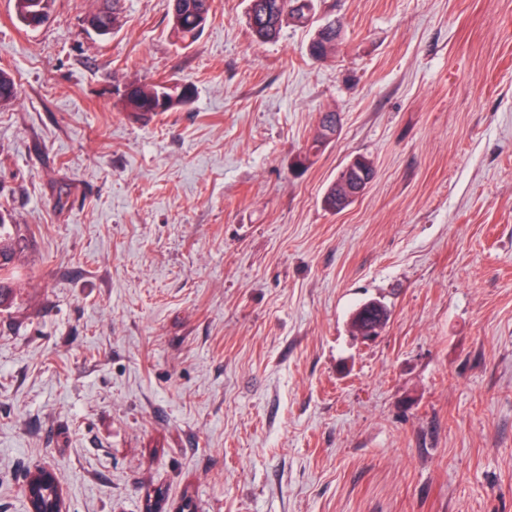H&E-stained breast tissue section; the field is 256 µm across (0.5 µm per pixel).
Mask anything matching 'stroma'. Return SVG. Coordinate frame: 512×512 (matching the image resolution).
Masks as SVG:
<instances>
[{
    "label": "stroma",
    "mask_w": 512,
    "mask_h": 512,
    "mask_svg": "<svg viewBox=\"0 0 512 512\" xmlns=\"http://www.w3.org/2000/svg\"><path fill=\"white\" fill-rule=\"evenodd\" d=\"M0 0V512H512V0H320L342 28L257 43L213 0ZM195 87L150 121L131 81ZM340 134L306 157L319 113ZM356 156L376 175L323 195ZM379 299L374 340L351 313ZM17 20L25 26L30 15L42 14L47 19L52 0H15ZM124 0H101V5L86 18L88 25L95 30V28H106L111 35L114 33L115 27L119 21L122 12V3ZM211 10L212 0H173L172 32L181 42L191 45L207 23ZM341 37L340 26H336V21H329L319 27L315 37L311 41L308 51L310 56L320 59L328 51L336 46V41ZM356 165V160L352 159L347 165L343 168V173L339 179H337L336 182H333L328 189L326 190L324 196H323V205L324 207L331 211V212H341L345 208H347L350 204H352L354 201H351L353 199H357L364 190V187L367 183L370 182V180L364 176L363 179L359 182L358 187L354 190L353 193H351L348 196V200L350 202L345 203L346 197L348 194L347 187L353 186V182H351L350 178L345 177L344 171H346L348 168H354ZM23 240L8 224H3L0 217V307L8 305L11 301L9 272L17 251L23 248ZM28 482L31 490L28 499L29 512H54L51 509L59 495L58 485L46 479L43 472L31 474Z\"/></svg>",
    "instance_id": "35a3bbf8"
}]
</instances>
